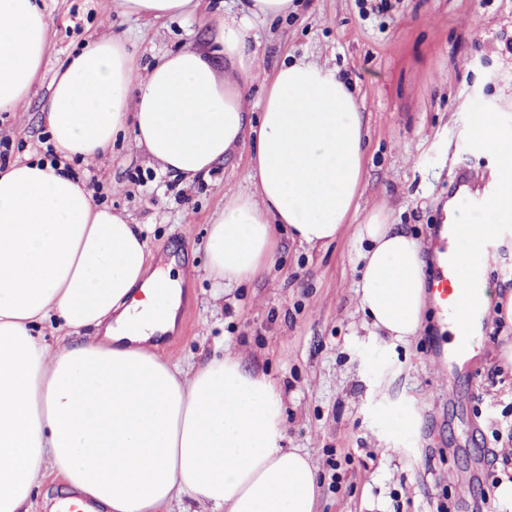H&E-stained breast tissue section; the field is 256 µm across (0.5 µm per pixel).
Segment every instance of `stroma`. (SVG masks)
Masks as SVG:
<instances>
[{
	"label": "stroma",
	"mask_w": 512,
	"mask_h": 512,
	"mask_svg": "<svg viewBox=\"0 0 512 512\" xmlns=\"http://www.w3.org/2000/svg\"><path fill=\"white\" fill-rule=\"evenodd\" d=\"M299 0L285 19H253L251 47L268 81L285 57L336 67L356 89L369 131L361 210L383 207L391 223L428 245L455 171L495 169L471 130L483 112L512 131V0ZM52 19L40 80L21 111L0 120L12 158L42 156L43 110L54 74L88 39L119 36L142 64L204 42L206 18L235 13L238 0H200L195 17L156 25L122 13L117 0H46ZM249 155L238 150L210 179L191 184L162 171L129 143L80 167L91 191L143 225L148 247L184 275L178 331L164 358L197 366L232 351L278 385L285 447L318 469L317 512H500L497 501L461 497L482 488L512 456V368L498 365L501 320L485 329L479 355L439 369L431 353L435 308L410 344L370 336L358 309L357 246L345 234L319 251L281 237L271 270L244 286L218 288L205 266L210 224L227 189L247 190ZM388 406H381V398ZM417 420L396 433L390 414Z\"/></svg>",
	"instance_id": "stroma-1"
}]
</instances>
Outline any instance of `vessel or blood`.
Listing matches in <instances>:
<instances>
[{
	"label": "vessel or blood",
	"instance_id": "vessel-or-blood-1",
	"mask_svg": "<svg viewBox=\"0 0 512 512\" xmlns=\"http://www.w3.org/2000/svg\"><path fill=\"white\" fill-rule=\"evenodd\" d=\"M503 188L500 177L469 169L459 170L453 196L469 197L474 205L482 207ZM462 228L451 212L443 213L435 226V242L431 250L432 278L427 288V298L437 309L452 308L461 312L475 311L478 307L483 279L482 267L469 269L466 278H458L456 259L448 252V239L459 236Z\"/></svg>",
	"mask_w": 512,
	"mask_h": 512
}]
</instances>
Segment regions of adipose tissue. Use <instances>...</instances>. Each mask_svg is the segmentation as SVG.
<instances>
[{
  "label": "adipose tissue",
  "mask_w": 512,
  "mask_h": 512,
  "mask_svg": "<svg viewBox=\"0 0 512 512\" xmlns=\"http://www.w3.org/2000/svg\"><path fill=\"white\" fill-rule=\"evenodd\" d=\"M119 6L149 21L197 11L195 0ZM293 8L243 0L240 14L211 19V47L167 52L145 70L110 37L56 71L44 120L63 167L27 156L0 171V512H31L49 475L105 512H316L317 469L283 445L275 381L236 354L185 370L153 349L173 327L182 280L151 270L141 225L64 169L104 158L122 134L188 182L248 149L250 188L225 191L207 242L209 271L228 286L269 272L277 231L310 249L336 241L364 179L351 85L337 69L285 61L248 103L260 67L248 20ZM50 30L42 0H0V112L26 103ZM474 133L512 176V133L490 113ZM455 209L468 232L450 251L464 272L483 263L484 240L501 238L512 184L482 209ZM355 227L364 324L409 342L426 302L421 244L380 208Z\"/></svg>",
  "instance_id": "adipose-tissue-1"
}]
</instances>
